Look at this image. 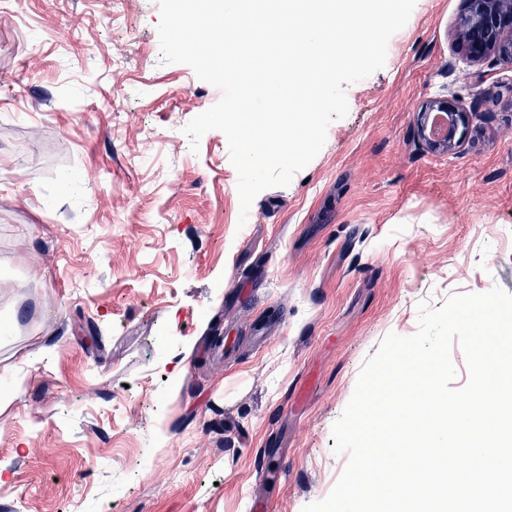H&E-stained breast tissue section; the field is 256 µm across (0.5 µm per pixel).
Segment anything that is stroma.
I'll use <instances>...</instances> for the list:
<instances>
[{"label":"stroma","mask_w":512,"mask_h":512,"mask_svg":"<svg viewBox=\"0 0 512 512\" xmlns=\"http://www.w3.org/2000/svg\"><path fill=\"white\" fill-rule=\"evenodd\" d=\"M416 0L315 158L240 223L221 97L157 0H0V512H302L332 426L418 304L512 293V65ZM497 97L453 153L421 105ZM156 457L150 477L139 456Z\"/></svg>","instance_id":"stroma-1"}]
</instances>
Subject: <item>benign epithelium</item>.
<instances>
[{"label":"benign epithelium","instance_id":"obj_1","mask_svg":"<svg viewBox=\"0 0 512 512\" xmlns=\"http://www.w3.org/2000/svg\"><path fill=\"white\" fill-rule=\"evenodd\" d=\"M465 7L455 23L457 42L464 49L467 60L483 62L488 58L512 65V0H464ZM480 111L475 100L465 106L462 100L431 98L419 110L417 136L427 150L449 153L459 147L470 116ZM433 112L449 116L448 133L442 139H433L427 132V117Z\"/></svg>","mask_w":512,"mask_h":512}]
</instances>
